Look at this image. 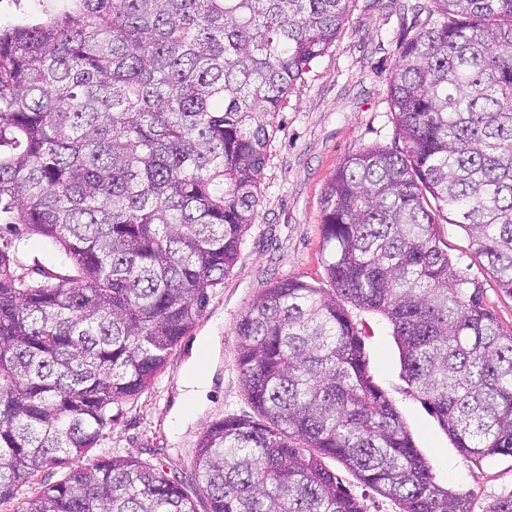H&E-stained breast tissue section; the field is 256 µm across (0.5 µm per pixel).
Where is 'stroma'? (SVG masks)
<instances>
[{"label":"stroma","instance_id":"obj_1","mask_svg":"<svg viewBox=\"0 0 512 512\" xmlns=\"http://www.w3.org/2000/svg\"><path fill=\"white\" fill-rule=\"evenodd\" d=\"M427 0H349L335 44L314 60L288 94L267 148L256 222L244 236L238 259L214 289L197 325L178 343L155 383L122 406L92 457L131 454L162 463L192 496L197 512L209 501L194 468L201 434L228 416L254 410L236 365L234 328L252 300L283 278L330 288L322 249L320 199L341 161L359 151L399 146L389 97V77L403 41L430 21ZM440 238L458 264L478 279L485 304L504 331L512 332V297L501 291L466 233L435 216ZM28 271L65 274L71 262L60 246L39 236L20 244ZM363 332L374 382L392 400L416 447L432 464L436 482L471 492L472 512H487L512 493V458L473 465L401 378L392 326L380 313L349 307ZM210 385L191 418H183L181 381L190 368Z\"/></svg>","mask_w":512,"mask_h":512}]
</instances>
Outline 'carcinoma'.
<instances>
[{
  "mask_svg": "<svg viewBox=\"0 0 512 512\" xmlns=\"http://www.w3.org/2000/svg\"><path fill=\"white\" fill-rule=\"evenodd\" d=\"M0 23V502L196 512L131 454L81 463L202 317L255 223L283 100L348 0H37ZM390 77L405 150L344 159L321 196L333 293L285 278L237 321L259 419L201 435L209 512H364L324 459L398 512H472L373 381L344 304L382 314L409 392L463 458L512 457V333L441 241L449 212L512 297V0H429ZM72 271L24 272L21 241ZM70 466V463L59 464L52 469L39 473L21 488L16 498L0 503V512H17L21 500L37 492L42 484L55 483L61 480L68 473Z\"/></svg>",
  "mask_w": 512,
  "mask_h": 512,
  "instance_id": "obj_1",
  "label": "carcinoma"
}]
</instances>
